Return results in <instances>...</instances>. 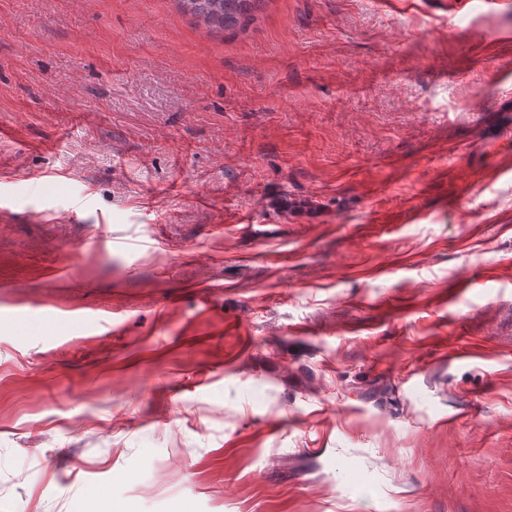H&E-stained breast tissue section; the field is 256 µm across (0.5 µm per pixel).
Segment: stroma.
Segmentation results:
<instances>
[{"mask_svg": "<svg viewBox=\"0 0 512 512\" xmlns=\"http://www.w3.org/2000/svg\"><path fill=\"white\" fill-rule=\"evenodd\" d=\"M92 504L512 512V0H0V512ZM192 16L223 31L243 26L263 0H178Z\"/></svg>", "mask_w": 512, "mask_h": 512, "instance_id": "obj_1", "label": "stroma"}]
</instances>
